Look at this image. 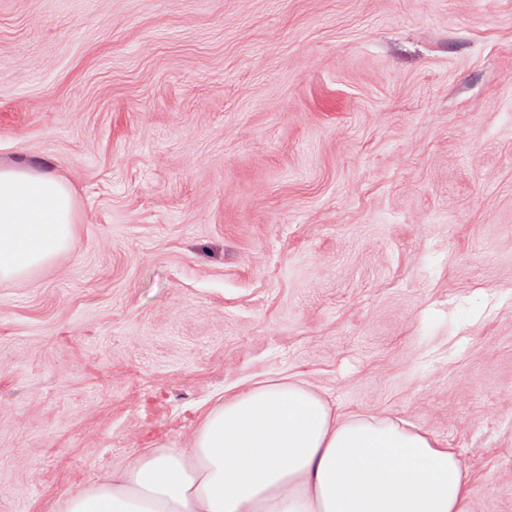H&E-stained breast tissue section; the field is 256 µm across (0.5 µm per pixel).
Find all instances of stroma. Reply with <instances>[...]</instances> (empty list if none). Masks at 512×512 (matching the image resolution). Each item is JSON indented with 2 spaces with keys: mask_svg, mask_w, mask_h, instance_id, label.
Returning a JSON list of instances; mask_svg holds the SVG:
<instances>
[{
  "mask_svg": "<svg viewBox=\"0 0 512 512\" xmlns=\"http://www.w3.org/2000/svg\"><path fill=\"white\" fill-rule=\"evenodd\" d=\"M0 163L76 219L0 282V512L289 375L512 512V0H0Z\"/></svg>",
  "mask_w": 512,
  "mask_h": 512,
  "instance_id": "35a3bbf8",
  "label": "stroma"
}]
</instances>
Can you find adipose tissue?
<instances>
[{
  "mask_svg": "<svg viewBox=\"0 0 512 512\" xmlns=\"http://www.w3.org/2000/svg\"><path fill=\"white\" fill-rule=\"evenodd\" d=\"M74 233L69 185L0 166V281L49 266ZM471 497L455 451L429 432L343 412L288 376L218 401L187 446L137 449L59 512H469Z\"/></svg>",
  "mask_w": 512,
  "mask_h": 512,
  "instance_id": "1",
  "label": "adipose tissue"
}]
</instances>
